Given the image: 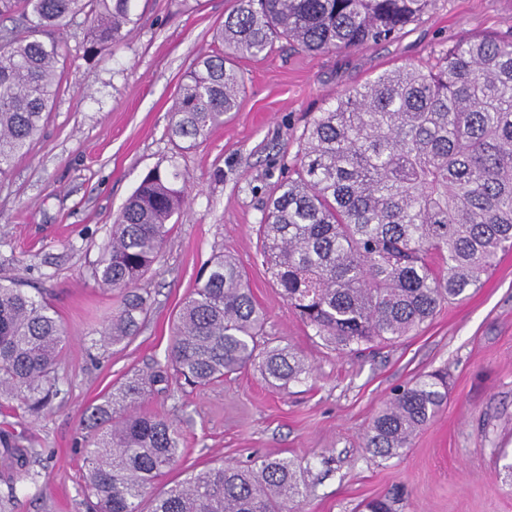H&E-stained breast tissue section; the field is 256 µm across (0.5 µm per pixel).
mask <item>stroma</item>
Returning <instances> with one entry per match:
<instances>
[{"label":"stroma","instance_id":"stroma-1","mask_svg":"<svg viewBox=\"0 0 512 512\" xmlns=\"http://www.w3.org/2000/svg\"><path fill=\"white\" fill-rule=\"evenodd\" d=\"M227 0H136L141 24L114 48L85 57L66 36L59 93L40 136L0 176V279L42 292L71 337L59 354L58 396L43 415L0 407V430L36 449V482L0 481L12 512H88L79 419L113 386L163 362L173 318L212 254H233L266 310L273 343L301 351L311 373L280 389L249 366L191 390L148 395L143 413L178 425L185 464L159 477L164 489L221 459L246 466L271 455L294 460L309 487L296 512H358L400 495L398 512H512L499 472L512 457V252L467 299L442 303L416 333L362 354L316 338L280 295L257 251L269 191L300 148L313 117L338 95L397 67L428 69L467 34L512 28V0H432L390 42L362 50L304 52L276 43L239 60L247 92L224 126L194 149L165 135L179 83L213 47ZM177 165L186 199L160 263L142 282L151 310L139 335L106 350L98 329L117 305L91 272L127 197L153 169ZM448 372L446 407L402 456L383 460L364 434L393 390Z\"/></svg>","mask_w":512,"mask_h":512}]
</instances>
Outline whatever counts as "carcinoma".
Instances as JSON below:
<instances>
[{"mask_svg": "<svg viewBox=\"0 0 512 512\" xmlns=\"http://www.w3.org/2000/svg\"><path fill=\"white\" fill-rule=\"evenodd\" d=\"M430 0H230L215 48L181 82L167 127L183 149L207 140L245 92L236 61L274 43L307 52L388 42ZM134 0H0V175L31 149L60 83L64 35L80 28L86 56L139 25ZM440 64L404 67L348 90L315 116L260 221L261 254L282 297L313 336L342 353L399 340L445 299H463L512 250V30L463 37ZM177 167L150 171L112 224L92 275L117 308L103 348L132 341L150 310L141 281L160 262L184 201ZM266 311L236 257L207 259L173 323L165 363L136 373L83 414L84 492L91 512H144L148 490L184 454L175 423L138 412L170 381H222L255 360L272 384L310 374L291 345L269 346ZM70 336L43 294L0 282V399L44 412ZM448 402L446 374L398 388L372 419L366 448L401 456ZM12 478H32L36 450L0 430ZM289 459L193 470L154 496L149 512H292L303 494ZM373 498L362 512H396Z\"/></svg>", "mask_w": 512, "mask_h": 512, "instance_id": "obj_1", "label": "carcinoma"}]
</instances>
